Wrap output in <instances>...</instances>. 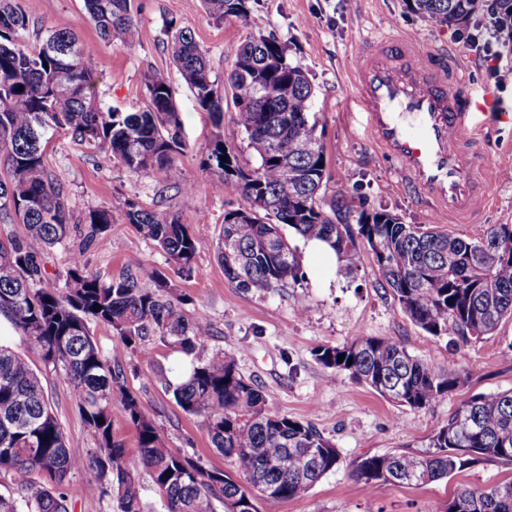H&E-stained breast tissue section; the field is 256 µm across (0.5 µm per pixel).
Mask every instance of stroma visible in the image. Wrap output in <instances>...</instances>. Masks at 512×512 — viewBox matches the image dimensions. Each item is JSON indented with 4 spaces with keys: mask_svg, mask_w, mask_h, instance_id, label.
<instances>
[{
    "mask_svg": "<svg viewBox=\"0 0 512 512\" xmlns=\"http://www.w3.org/2000/svg\"><path fill=\"white\" fill-rule=\"evenodd\" d=\"M19 3L31 30H67L95 49L97 91L104 106L126 112L145 108L144 76L150 71L164 73L174 90L186 144L176 157L180 175L175 182L161 170L143 176L129 173L67 131H48L49 168L66 185L71 222L68 243L44 255L49 280L56 284L63 283L76 257L106 277L119 275L134 259L164 269L176 293L188 298L189 313L211 322L212 334L195 354L156 345L155 359L163 368L159 376L110 329L91 328L104 354L122 364L127 388L137 394L169 448L201 459L207 467L235 473V460L212 447L203 417L185 413L168 390L199 359L221 350L233 355L240 372L258 384L270 410L311 424L341 455L338 470L324 476L307 496L282 503L278 512H432L458 485L486 487L512 480L511 467L490 461L432 483L386 484L371 492L351 477L353 464L362 457L422 451L463 399L512 390V320H503L494 335L466 344L454 336L426 335L384 288L373 259H365L347 276L337 266L321 264L303 243L298 246L303 281L270 293L246 292L230 283L215 247L225 211L241 202L240 188L236 182L220 181L202 165L215 127L172 63L165 23L173 19L192 31L208 49L212 77L219 82L231 70L247 33L272 32L288 41L315 86L313 113L324 131L327 159L325 200H332L342 185L367 209H385L405 223L430 224L464 239L483 227L512 224V123L498 124L485 151L491 203L481 224L445 222L403 185L367 137L354 99V56L367 39L392 30L432 51L454 55L467 69L466 92L490 99L495 111L512 114L511 51L504 52L499 74H492L490 63L462 41L475 32L476 19L436 26L412 12L405 0H255L247 20L230 17L220 24L208 17L199 0H136L137 47L131 51L98 38L83 0ZM132 205L171 211L189 225L198 240L193 274L169 265L166 255L128 223L125 213ZM93 209L110 210L113 221L106 232L90 237L84 218ZM357 336L393 338L423 361L458 369L462 382L426 408L410 409L316 361L319 347H340ZM0 344L23 355L40 374L72 453L87 456L91 443L63 375L46 366L22 332L3 318Z\"/></svg>",
    "mask_w": 512,
    "mask_h": 512,
    "instance_id": "obj_1",
    "label": "stroma"
}]
</instances>
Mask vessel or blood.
I'll list each match as a JSON object with an SVG mask.
<instances>
[{
  "label": "vessel or blood",
  "mask_w": 512,
  "mask_h": 512,
  "mask_svg": "<svg viewBox=\"0 0 512 512\" xmlns=\"http://www.w3.org/2000/svg\"><path fill=\"white\" fill-rule=\"evenodd\" d=\"M354 77L367 133L402 182L450 221L479 223L489 197L479 138L491 103L466 95L446 59L399 37L359 50Z\"/></svg>",
  "instance_id": "obj_1"
}]
</instances>
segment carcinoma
Listing matches in <instances>:
<instances>
[{
	"instance_id": "1",
	"label": "carcinoma",
	"mask_w": 512,
	"mask_h": 512,
	"mask_svg": "<svg viewBox=\"0 0 512 512\" xmlns=\"http://www.w3.org/2000/svg\"><path fill=\"white\" fill-rule=\"evenodd\" d=\"M251 2L202 0V6L222 23L227 17L247 20ZM481 2L408 0L413 12L441 27L465 22L481 10ZM84 6L102 42L135 48L132 0H84ZM27 28L19 4L0 0V152L8 162V177L0 179V214L24 225L30 241L0 243V315L39 349L45 365L64 376L95 448L86 458L70 452L40 377L22 356L1 345L0 473L10 476L28 512H68L61 489L82 470L94 473L88 512H98L106 498L115 502V512H145L139 477L112 431L118 403L136 432L141 464L165 512H218L227 500L237 512H259L255 496L238 478L168 448L126 388L124 368L102 353L90 330L93 322L111 328L159 374L163 369L150 344L190 355L210 335V322L187 314L186 299L172 294L157 268L131 262L121 276L105 278L76 258L64 283L49 285L45 264L33 249L35 244L51 249L69 236L68 194L48 169L44 132L65 130L133 174L158 169L176 180L175 154L185 143L173 89L163 74L152 72L145 76L146 108L106 109L95 91V50L60 29L46 30L32 44ZM167 30L173 63L197 107L218 129L203 166L236 181L241 190L242 204L224 212L217 243L229 282L245 291L271 292L303 279L298 248L287 234L291 229L305 241L326 242L347 274L362 267L365 254L356 240L365 241L402 312L431 336L479 340L512 318L508 225L465 240L407 224L386 210L367 211L352 204L345 191H337L324 207L323 131L279 122L284 111H311L315 88L308 71L290 57L288 42L273 33L247 34L227 78L237 125L256 157L254 166L241 165L224 144V96L212 79L208 50L172 20ZM126 218L179 271L193 273L197 242L176 215L131 205ZM85 223L103 233L112 213L91 210ZM315 357L325 368L411 409L429 406L461 382L455 368L427 363L388 337L358 336L342 347L322 346ZM172 397L184 412L205 418L212 447L235 459L238 472L271 489L261 496L268 509L307 495L340 466L339 451L328 439L308 424L268 410L259 386L222 351L193 366L172 386ZM295 458L306 460L301 478L282 465ZM483 461L512 465V390L464 399L448 423L433 432L427 449L365 456L352 476L368 491L393 482L417 486ZM436 512H512V480L485 488L461 486Z\"/></svg>"
}]
</instances>
